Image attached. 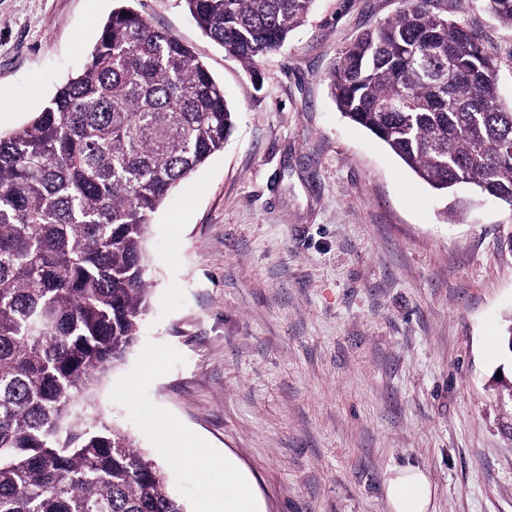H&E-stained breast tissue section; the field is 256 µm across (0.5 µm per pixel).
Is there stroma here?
<instances>
[{
    "label": "stroma",
    "mask_w": 512,
    "mask_h": 512,
    "mask_svg": "<svg viewBox=\"0 0 512 512\" xmlns=\"http://www.w3.org/2000/svg\"><path fill=\"white\" fill-rule=\"evenodd\" d=\"M116 0H0V133L84 65ZM401 0H316L255 73L184 0H136L223 85V150L151 216L150 306L90 392L156 460L188 512H224L206 471L233 458L263 512H388L395 467L423 468L434 512H512V211L438 195L337 110L328 71ZM459 14L501 58L512 28ZM192 440V462L166 456Z\"/></svg>",
    "instance_id": "stroma-1"
}]
</instances>
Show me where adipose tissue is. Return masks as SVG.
<instances>
[{"instance_id":"1","label":"adipose tissue","mask_w":512,"mask_h":512,"mask_svg":"<svg viewBox=\"0 0 512 512\" xmlns=\"http://www.w3.org/2000/svg\"><path fill=\"white\" fill-rule=\"evenodd\" d=\"M214 475L224 489V512H261L250 482L233 460H225ZM435 495L427 472L417 466L394 469L384 482L389 512H430Z\"/></svg>"}]
</instances>
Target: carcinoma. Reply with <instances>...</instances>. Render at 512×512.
<instances>
[{
    "label": "carcinoma",
    "mask_w": 512,
    "mask_h": 512,
    "mask_svg": "<svg viewBox=\"0 0 512 512\" xmlns=\"http://www.w3.org/2000/svg\"><path fill=\"white\" fill-rule=\"evenodd\" d=\"M314 0H185L251 73ZM437 0L339 51L330 94L351 122L446 195L512 212V104L498 58ZM512 28V0H484ZM235 112L190 47L123 5L82 71L0 134V512H187L89 391L122 362L149 308L144 240L169 193L224 148Z\"/></svg>",
    "instance_id": "cac0c4a2"
}]
</instances>
